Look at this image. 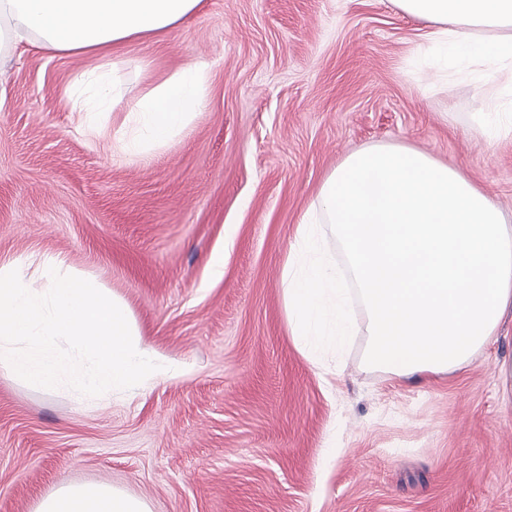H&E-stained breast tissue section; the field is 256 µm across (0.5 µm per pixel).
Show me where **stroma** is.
<instances>
[{"instance_id":"35a3bbf8","label":"stroma","mask_w":512,"mask_h":512,"mask_svg":"<svg viewBox=\"0 0 512 512\" xmlns=\"http://www.w3.org/2000/svg\"><path fill=\"white\" fill-rule=\"evenodd\" d=\"M432 29L391 0H203L164 39L122 50L130 101L208 66L206 108L135 161L64 104L94 57L23 43L0 61V263L33 273L55 256L96 278L181 367L81 404L0 375V512L87 480L151 512H512V406L496 377L512 320L450 375L370 370L360 332L325 376L283 307L299 219L359 146L425 151L512 213V136L472 128L496 88L414 73Z\"/></svg>"}]
</instances>
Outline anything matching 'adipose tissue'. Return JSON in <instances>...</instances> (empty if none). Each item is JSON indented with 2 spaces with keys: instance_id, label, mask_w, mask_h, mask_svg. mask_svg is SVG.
I'll return each instance as SVG.
<instances>
[{
  "instance_id": "obj_1",
  "label": "adipose tissue",
  "mask_w": 512,
  "mask_h": 512,
  "mask_svg": "<svg viewBox=\"0 0 512 512\" xmlns=\"http://www.w3.org/2000/svg\"><path fill=\"white\" fill-rule=\"evenodd\" d=\"M434 26L418 48L440 71L495 85L501 104L472 118L480 136L512 135V0H393ZM202 0H0V60L21 43L98 57L69 95L72 111L111 115L112 148L148 156L180 136L207 104V68L188 63L135 101L117 58L139 37L158 38ZM333 237L343 258L325 248ZM288 326L313 362L342 349L360 304L367 367L410 378L455 373L497 336L512 312V221L457 169L424 151L376 144L348 153L302 213L282 264ZM35 512H150L106 482L67 483Z\"/></svg>"
}]
</instances>
